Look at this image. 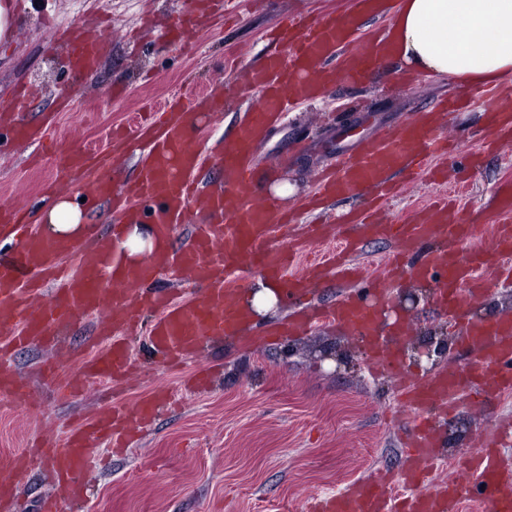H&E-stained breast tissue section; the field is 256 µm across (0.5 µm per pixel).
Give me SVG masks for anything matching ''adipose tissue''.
I'll return each mask as SVG.
<instances>
[{
	"label": "adipose tissue",
	"mask_w": 512,
	"mask_h": 512,
	"mask_svg": "<svg viewBox=\"0 0 512 512\" xmlns=\"http://www.w3.org/2000/svg\"><path fill=\"white\" fill-rule=\"evenodd\" d=\"M389 59L459 85L512 82V0H398L388 28ZM40 220L45 234L83 238L77 204L58 198ZM133 264L160 247L152 225L125 221L118 244Z\"/></svg>",
	"instance_id": "ef3b65f1"
}]
</instances>
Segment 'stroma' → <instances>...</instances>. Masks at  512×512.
<instances>
[{"mask_svg": "<svg viewBox=\"0 0 512 512\" xmlns=\"http://www.w3.org/2000/svg\"><path fill=\"white\" fill-rule=\"evenodd\" d=\"M179 2L39 0L35 10L21 15L12 39L0 42V98L8 97L18 82L39 84L42 95L27 109L26 120L39 123L54 116L55 138L98 149L115 127L136 121L144 102L159 105L220 79L237 85L239 103L206 119L195 146L208 157L236 134L244 112L257 101L256 91L238 85L237 70L279 51L269 30L286 15L338 17L350 14L353 5V0H232L235 10L228 20L188 33L180 44L164 36ZM104 13L112 25L104 32L110 48L102 65L86 75L66 72L54 26L84 24ZM63 88L76 98L74 111L55 109ZM465 93L442 78L421 75L407 83L400 65L387 60L361 86L338 82L322 99L292 112L287 126L256 144L254 161L270 167L294 138L306 140V150L273 175L295 186V196L287 200L292 207L337 152L372 137L382 126L409 121L435 103ZM487 110V105L476 104L440 119L455 138L464 140L466 150L479 152V162L470 166L461 157L447 159L450 181L441 188L428 180L405 184L402 195L389 204L388 218L429 202L437 190L456 192L453 180L461 177L469 183L468 190L458 192L465 222L484 229L499 223L495 194L501 183L512 182V143L481 151ZM37 153L30 146L0 156V201L17 194L33 208H43L40 185L58 178L50 163L33 166ZM58 182L61 191L79 194L77 185ZM436 286L432 278L399 284L416 293L419 303L405 309L414 328L396 338L402 354L396 373L372 370L367 347L333 325L300 336L277 335L290 313L285 303L259 320L258 335L206 340L201 359L165 369L149 347L153 316L148 313L129 339L138 367L129 389L120 392L91 379L80 399L63 400L57 379L44 377L39 367L55 362L60 376L77 370L96 341L93 318H81L64 331L59 349H11L0 360L28 384L33 403L29 410L0 404V453L22 450L38 432L58 442L83 417L166 386L177 392L178 405L161 408L150 430L136 436L126 453L100 445L101 467L84 476L83 499L64 503V512H306L313 496L346 488L380 469H399L411 418L397 375L423 377L415 358L431 337L448 342L438 368L464 367L460 326L435 310ZM502 419L512 420V395L492 392L480 400L462 395L456 410L435 423L441 454L430 483L446 482L449 460L475 447L479 431Z\"/></svg>", "mask_w": 512, "mask_h": 512, "instance_id": "stroma-1", "label": "stroma"}]
</instances>
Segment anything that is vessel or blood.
Returning a JSON list of instances; mask_svg holds the SVG:
<instances>
[{
  "instance_id": "vessel-or-blood-1",
  "label": "vessel or blood",
  "mask_w": 512,
  "mask_h": 512,
  "mask_svg": "<svg viewBox=\"0 0 512 512\" xmlns=\"http://www.w3.org/2000/svg\"><path fill=\"white\" fill-rule=\"evenodd\" d=\"M222 2L183 0L168 25L169 34L177 39L195 29L198 19ZM279 37L288 47L287 55H269L245 71L249 86L260 97L236 136L225 141L215 158L224 170L223 187H201L204 159L194 147L202 130L200 113L221 112L227 105L223 93L214 89L200 96L186 92L155 119L136 125L145 148L134 182L118 187L102 177L86 183L83 195L89 207L113 201L123 213L153 225L156 234L167 240L190 208L211 213L212 222L197 225L182 247L131 266L113 238H103L93 251L83 252L78 242L44 237L34 228L30 209L0 205V236L18 239L16 255L0 258V338L14 347L50 346L56 342L54 330L72 326L78 315L101 317L97 326L101 342L65 380L63 396L75 397L90 377L109 383L124 378L130 357L122 337L135 326L141 310L154 311L149 340L171 365L194 353L205 339L238 335L244 315L237 296L246 271L278 278L289 303L298 306L288 324L289 334L318 322L333 324L352 335L370 337L374 367L391 368L397 355L378 333L374 306L366 305L360 295L363 276L345 263L346 255L362 241L383 239L395 246L384 270L371 282L377 303L385 301L396 278L424 279L436 273L441 277L437 310L460 313L478 294L471 286L477 272L496 283L512 280V222L492 225L489 235L480 237L477 225L463 223L456 205L445 199L419 207L394 224L368 216L355 221L336 248L300 273H292L294 262L311 246L328 241L333 228L306 225L290 251H283L277 239L287 228L286 218L253 167V146L269 127L285 121L289 107L317 97L336 80L364 79L380 62L383 42L356 35L354 16L316 22L293 17ZM59 41L65 66L75 72L95 70L106 50L104 41L68 31L60 34ZM39 93L33 84L18 85L13 111L0 113V127H8L11 133L9 144L25 145L48 137V129L21 118ZM485 121L499 141H512L511 112L486 113ZM124 141V136L114 133L107 148L99 151L63 145L56 150L53 164L56 170L72 173L108 167ZM447 153L446 129L438 124L435 113L423 112L338 156L335 167L319 175L313 197L344 198L360 189L395 196L401 189L392 183L393 173L435 180V160ZM170 265L193 276L200 286L198 295L178 301L167 291L150 288L157 270ZM334 276L349 279L351 293L332 304L302 310L300 304L312 287ZM464 341L471 351L466 370L442 371L403 383L413 433L401 471L380 473L335 495L313 499L311 512H458L466 502L475 503L477 512H512V466L498 454L500 447L512 444V428L507 426L491 424L480 431L477 447L460 454L456 479L433 490L420 487L439 458L430 412L452 413L459 393L467 388L512 390V316L468 321ZM172 397L166 389L153 391L70 429L61 445L27 447L0 457V512H10L16 480L33 471L57 487L56 493L39 498L37 512H63L64 498L79 497L78 478L95 464L94 440L104 438L113 447H122L130 426L146 425ZM0 400L23 409L30 406L25 385L6 368L0 369Z\"/></svg>"
}]
</instances>
